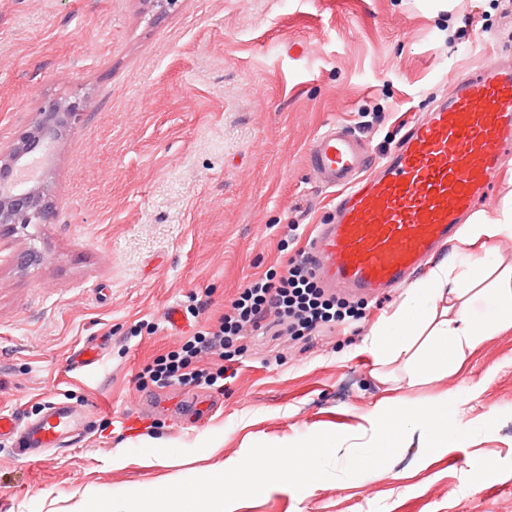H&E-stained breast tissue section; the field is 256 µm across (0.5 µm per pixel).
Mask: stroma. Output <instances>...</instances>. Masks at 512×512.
Instances as JSON below:
<instances>
[{
	"label": "stroma",
	"instance_id": "stroma-1",
	"mask_svg": "<svg viewBox=\"0 0 512 512\" xmlns=\"http://www.w3.org/2000/svg\"><path fill=\"white\" fill-rule=\"evenodd\" d=\"M489 54L512 61V0H181L165 16L149 0H0V143L42 100L86 102L49 164L53 223L0 240V402L22 422L51 396L90 411L81 443L45 461L0 444V512H67L78 490L137 502L161 481L202 485L217 462H252L247 434L297 440L383 396L361 346L396 290L305 343L250 337L223 393L194 390L205 406L191 423L175 390L143 409L136 375L179 345L166 306L195 295L218 317L332 220L306 161L322 125L347 123L383 152ZM141 321L153 333L129 336ZM92 344L100 365L71 368ZM473 386L468 443L423 469L404 456L406 482L353 474L241 495L226 512H512V332L464 372L398 395ZM212 436L223 448H206ZM158 446L191 465H147ZM483 458L499 481L483 480Z\"/></svg>",
	"mask_w": 512,
	"mask_h": 512
}]
</instances>
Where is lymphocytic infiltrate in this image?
<instances>
[{"mask_svg": "<svg viewBox=\"0 0 512 512\" xmlns=\"http://www.w3.org/2000/svg\"><path fill=\"white\" fill-rule=\"evenodd\" d=\"M360 317L357 308L323 288L301 251L278 270L250 280L221 315L208 320L178 349L145 364L136 380L143 389L192 386L220 391L224 388V354L240 351L241 341L263 323L306 339L345 319Z\"/></svg>", "mask_w": 512, "mask_h": 512, "instance_id": "lymphocytic-infiltrate-1", "label": "lymphocytic infiltrate"}]
</instances>
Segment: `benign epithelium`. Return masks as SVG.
Returning a JSON list of instances; mask_svg holds the SVG:
<instances>
[{"instance_id": "7a95c632", "label": "benign epithelium", "mask_w": 512, "mask_h": 512, "mask_svg": "<svg viewBox=\"0 0 512 512\" xmlns=\"http://www.w3.org/2000/svg\"><path fill=\"white\" fill-rule=\"evenodd\" d=\"M85 101L49 99L8 144L0 145V239L32 224H51L55 201L47 174L21 182L18 172L35 157L54 156L83 114Z\"/></svg>"}]
</instances>
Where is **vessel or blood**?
<instances>
[{"label": "vessel or blood", "instance_id": "b4317fda", "mask_svg": "<svg viewBox=\"0 0 512 512\" xmlns=\"http://www.w3.org/2000/svg\"><path fill=\"white\" fill-rule=\"evenodd\" d=\"M512 155V65L487 62L453 84L383 157L344 123L325 126L306 159L336 193L333 223L318 225L308 253L324 288L366 295L407 284L487 194ZM85 411L62 399L19 422L0 408V441L37 462L77 443Z\"/></svg>", "mask_w": 512, "mask_h": 512}]
</instances>
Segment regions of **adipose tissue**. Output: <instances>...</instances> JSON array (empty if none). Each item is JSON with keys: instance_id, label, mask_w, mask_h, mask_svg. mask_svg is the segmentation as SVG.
Wrapping results in <instances>:
<instances>
[{"instance_id": "adipose-tissue-1", "label": "adipose tissue", "mask_w": 512, "mask_h": 512, "mask_svg": "<svg viewBox=\"0 0 512 512\" xmlns=\"http://www.w3.org/2000/svg\"><path fill=\"white\" fill-rule=\"evenodd\" d=\"M504 238H512V201L504 202L498 217L481 213L464 225L448 255L406 288L391 313L371 324L362 349L380 367L382 382L416 386L460 372L486 340L512 332V268L495 257ZM475 396L472 390H445L412 405L384 396L356 424L270 445L254 466L225 460L194 501H186L180 486L167 485L143 503L142 512H224L226 500L245 491L259 495L287 483L310 488L323 480L331 457L340 471L367 480L401 479L393 465L401 452L415 448L437 457L468 440L466 407Z\"/></svg>"}]
</instances>
